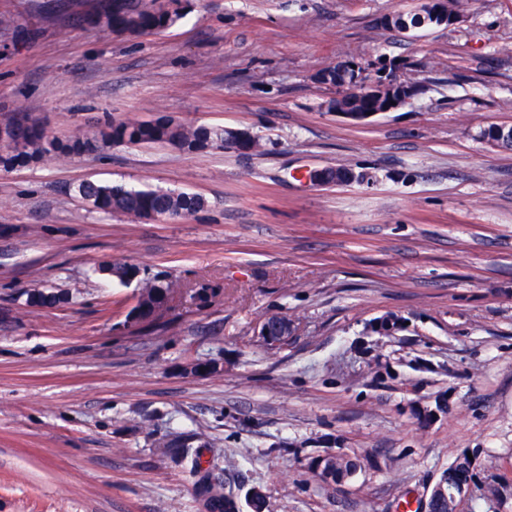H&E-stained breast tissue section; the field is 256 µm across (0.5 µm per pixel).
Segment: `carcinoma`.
Instances as JSON below:
<instances>
[{
    "label": "carcinoma",
    "instance_id": "carcinoma-1",
    "mask_svg": "<svg viewBox=\"0 0 512 512\" xmlns=\"http://www.w3.org/2000/svg\"><path fill=\"white\" fill-rule=\"evenodd\" d=\"M99 8L112 11L110 31L118 36H140L165 30L179 19L183 0H104ZM4 124L14 130L15 143L0 153V168L12 169L44 158L67 157L91 148V142L82 135L65 140L50 137L34 120L26 116H12ZM104 144L142 146L166 144L183 153L193 154L207 149L224 148V129L196 126L189 128L166 116L148 121L115 122L108 120L99 130ZM77 193L96 210L108 214H123L139 220L179 218L207 207L201 195L174 193L162 190H137L121 184L84 181L77 186ZM100 271L126 283L139 269L124 263L107 262ZM172 284L158 278L138 295L129 313L136 314L135 325L144 329L154 328L161 319L162 304L169 302ZM26 304L36 307H54L69 301V292L60 288H30L23 292ZM179 456L191 458V470L198 477L197 491L206 512H239V497L234 488L212 473H201L199 459L191 456V448L179 445ZM334 480L349 481L363 467L364 458L338 452L327 460ZM439 480L451 484L474 481L471 460L462 453L444 469Z\"/></svg>",
    "mask_w": 512,
    "mask_h": 512
}]
</instances>
